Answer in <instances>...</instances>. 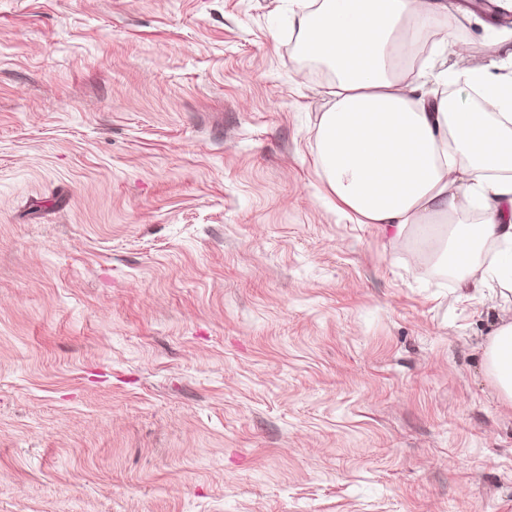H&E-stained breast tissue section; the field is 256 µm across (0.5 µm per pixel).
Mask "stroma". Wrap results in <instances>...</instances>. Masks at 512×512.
Masks as SVG:
<instances>
[{
	"mask_svg": "<svg viewBox=\"0 0 512 512\" xmlns=\"http://www.w3.org/2000/svg\"><path fill=\"white\" fill-rule=\"evenodd\" d=\"M449 64L512 27L445 0ZM290 0H0V512H512L479 292L327 199Z\"/></svg>",
	"mask_w": 512,
	"mask_h": 512,
	"instance_id": "35a3bbf8",
	"label": "stroma"
}]
</instances>
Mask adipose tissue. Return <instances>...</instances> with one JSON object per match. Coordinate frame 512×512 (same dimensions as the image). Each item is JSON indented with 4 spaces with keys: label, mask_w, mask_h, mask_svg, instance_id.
<instances>
[{
    "label": "adipose tissue",
    "mask_w": 512,
    "mask_h": 512,
    "mask_svg": "<svg viewBox=\"0 0 512 512\" xmlns=\"http://www.w3.org/2000/svg\"><path fill=\"white\" fill-rule=\"evenodd\" d=\"M299 58L332 75L318 129L321 177L358 223L427 231L437 263L473 287H512V80L414 63L419 35L444 29L442 0H295ZM457 84L461 93L442 95ZM512 404V321L483 349Z\"/></svg>",
    "instance_id": "1"
}]
</instances>
